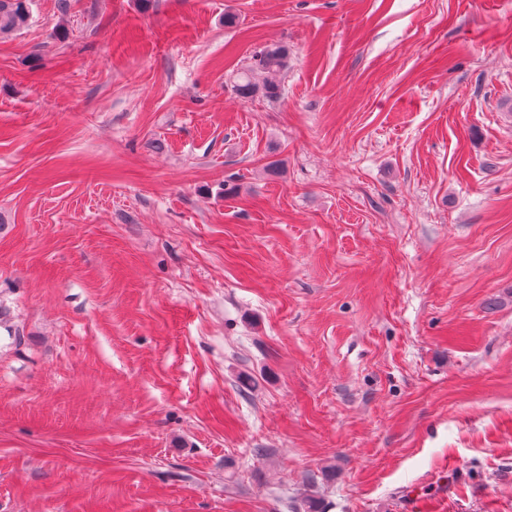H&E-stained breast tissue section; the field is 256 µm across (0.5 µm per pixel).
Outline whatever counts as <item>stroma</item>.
Masks as SVG:
<instances>
[{"mask_svg":"<svg viewBox=\"0 0 512 512\" xmlns=\"http://www.w3.org/2000/svg\"><path fill=\"white\" fill-rule=\"evenodd\" d=\"M0 308V512H512V0H33ZM253 70L265 74L263 83L257 84L251 76L243 73L235 82V91L240 97L249 99L259 92L265 98L277 99L281 95L280 77L288 68V48L282 45L267 46L254 57Z\"/></svg>","mask_w":512,"mask_h":512,"instance_id":"1","label":"stroma"}]
</instances>
